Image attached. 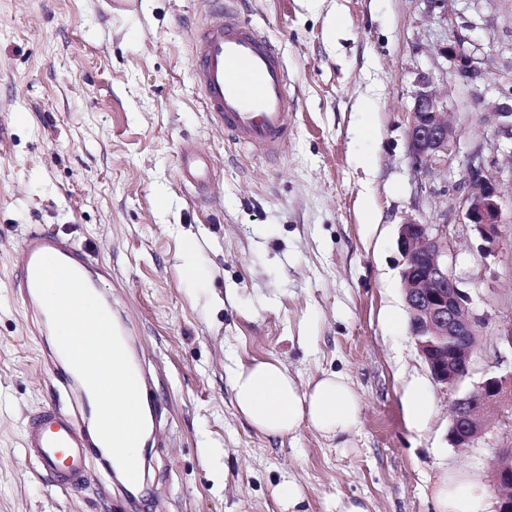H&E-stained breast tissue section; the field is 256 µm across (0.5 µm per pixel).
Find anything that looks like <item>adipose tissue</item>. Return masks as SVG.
<instances>
[{
	"label": "adipose tissue",
	"instance_id": "obj_1",
	"mask_svg": "<svg viewBox=\"0 0 512 512\" xmlns=\"http://www.w3.org/2000/svg\"><path fill=\"white\" fill-rule=\"evenodd\" d=\"M236 409L264 435L282 439L308 427L344 444L355 430L360 400L347 378L329 373L301 388L277 360L237 364L231 374ZM437 512H476L486 497L483 475L475 470H445L431 488Z\"/></svg>",
	"mask_w": 512,
	"mask_h": 512
}]
</instances>
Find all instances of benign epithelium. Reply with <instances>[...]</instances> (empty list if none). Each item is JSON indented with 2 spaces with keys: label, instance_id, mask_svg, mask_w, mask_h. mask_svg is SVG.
I'll return each instance as SVG.
<instances>
[{
  "label": "benign epithelium",
  "instance_id": "obj_1",
  "mask_svg": "<svg viewBox=\"0 0 512 512\" xmlns=\"http://www.w3.org/2000/svg\"><path fill=\"white\" fill-rule=\"evenodd\" d=\"M430 85V77H419L407 117L408 157L416 170L441 163L454 145L448 113L441 110ZM466 174L470 190L459 209L480 240L483 258L494 257L501 249L504 225L497 180L479 155L469 159ZM397 249L417 351L433 380L453 387L469 372L476 319L468 293L448 272V225L410 216L399 225ZM494 408L512 409V375L489 377L476 391L452 402L450 442L459 448H474L485 441L491 432L485 413ZM496 453L495 512H512V445Z\"/></svg>",
  "mask_w": 512,
  "mask_h": 512
}]
</instances>
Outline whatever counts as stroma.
Here are the masks:
<instances>
[{
    "label": "stroma",
    "mask_w": 512,
    "mask_h": 512,
    "mask_svg": "<svg viewBox=\"0 0 512 512\" xmlns=\"http://www.w3.org/2000/svg\"><path fill=\"white\" fill-rule=\"evenodd\" d=\"M257 24L288 70L290 136L270 160L208 120L192 33L208 0H140L109 17L102 0H0V512H281L291 480L307 512L362 499L369 512H435L429 487L452 467L493 478L497 447L448 440L450 407L512 373V0H224ZM477 73L464 71L467 58ZM428 75L455 133L446 162L418 173L406 114ZM193 140L213 156L214 202L178 177ZM498 182L506 239L483 258L456 199L465 165ZM447 223L448 269L478 320L457 387L432 380L409 333L396 249L408 216ZM110 266L112 317L147 365L144 480L122 487L101 459L69 490L23 450L29 417L73 413L52 373L54 334L37 333L13 293L11 255L32 225ZM202 272L192 282L185 265ZM277 359L301 387L343 373L361 401L339 446L312 430L272 440L241 417L230 373ZM423 385L433 414L409 427L403 399Z\"/></svg>",
    "instance_id": "stroma-1"
}]
</instances>
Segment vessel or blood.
<instances>
[{"label": "vessel or blood", "mask_w": 512, "mask_h": 512, "mask_svg": "<svg viewBox=\"0 0 512 512\" xmlns=\"http://www.w3.org/2000/svg\"><path fill=\"white\" fill-rule=\"evenodd\" d=\"M214 14L193 40L194 74L203 93L210 120L235 144L258 154L277 155L288 136L287 74L281 56L260 29L241 21L224 8V0H212ZM179 176L198 198L209 195L214 161L193 143L180 148ZM50 255L72 267L90 289L110 279L112 271L94 264L75 239L36 226L24 233L13 262L18 274L11 281L14 291L28 304L41 329L51 321L35 288L34 272L40 257ZM77 415L51 408L26 425L23 448L41 472L57 483H79L91 460L90 449L98 447L95 433L83 432L81 417L95 418L93 396L81 378H74Z\"/></svg>", "instance_id": "obj_1"}]
</instances>
